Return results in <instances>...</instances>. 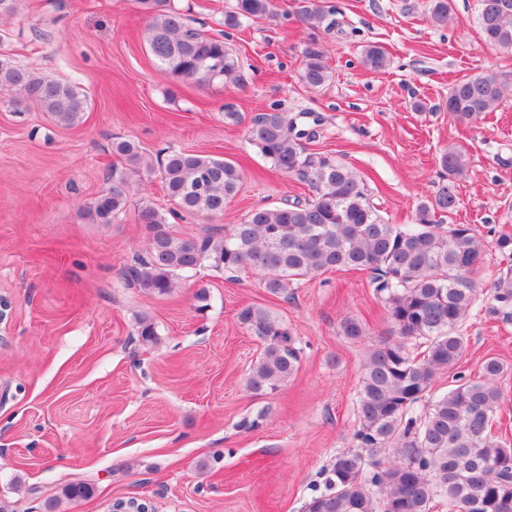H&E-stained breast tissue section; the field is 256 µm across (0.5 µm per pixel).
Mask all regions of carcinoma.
I'll return each instance as SVG.
<instances>
[{
    "label": "carcinoma",
    "instance_id": "obj_1",
    "mask_svg": "<svg viewBox=\"0 0 512 512\" xmlns=\"http://www.w3.org/2000/svg\"><path fill=\"white\" fill-rule=\"evenodd\" d=\"M149 21L145 42L166 75L199 86L224 79L244 83L240 61L223 40L196 27L172 0H138ZM292 15L306 29L340 26L328 0H295ZM278 16L275 0H234L224 26ZM428 21L446 28L453 21L451 0H429ZM476 22L483 42L512 57V0H478ZM363 66L382 72L391 63L378 44L362 46ZM332 78L324 47L311 36L303 49L300 80L311 90ZM0 91L36 103L59 125L77 124L87 100L66 81L12 64L0 54ZM507 92L498 76L465 75L448 88L443 109L457 124H476L495 111ZM250 141L277 170L296 176L313 196L281 206L250 210L221 237L180 238L167 216L217 217L233 199L242 179L237 163L193 151L173 150L157 159L140 143L124 139L112 152L127 165L159 178L175 208L165 214L151 202L138 210L147 234L145 254L121 272V281L142 292L167 296L210 263L227 271L252 269L263 288L288 297L298 281L333 270L371 273L375 295L383 302L389 337L367 348L356 397L353 449L339 452L322 471V483L303 512H512V446L492 433L504 371L499 358L481 364L477 380L458 377V385L432 395L439 375L452 370L468 346L462 326L477 304L476 277L488 245L469 224L444 225L459 205L456 181L465 176L467 151L450 144L437 164L443 182L416 208L413 223L386 222L370 203L365 184L342 161L309 147L317 132L305 130L277 105L258 114L248 128ZM105 186L87 206L96 224H113L126 210L131 185L126 172L112 170ZM511 263L489 283L492 316H512V235L491 242ZM238 322L263 343L245 379L257 395L278 391L299 370L302 348L288 323L254 304L240 308ZM340 332L350 340L367 334L358 317L346 316ZM144 343L156 339L155 323L138 321ZM71 501L93 496L88 483L63 489Z\"/></svg>",
    "mask_w": 512,
    "mask_h": 512
}]
</instances>
